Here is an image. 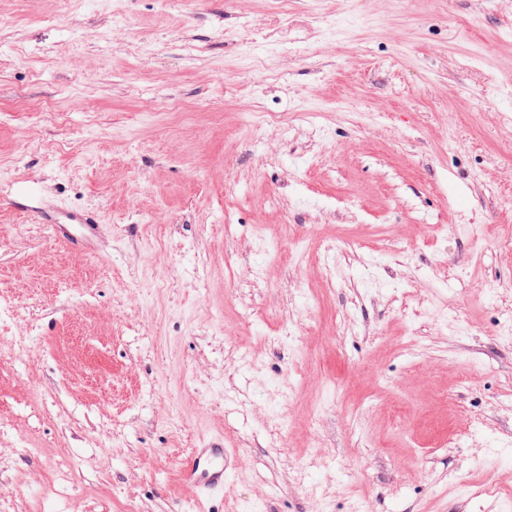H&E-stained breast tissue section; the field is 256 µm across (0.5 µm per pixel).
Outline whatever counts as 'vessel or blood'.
<instances>
[{
  "label": "vessel or blood",
  "instance_id": "b4317fda",
  "mask_svg": "<svg viewBox=\"0 0 512 512\" xmlns=\"http://www.w3.org/2000/svg\"><path fill=\"white\" fill-rule=\"evenodd\" d=\"M41 223L47 224L53 233H61L63 225L77 226L85 239L95 237L97 228L90 218L78 210L45 211L40 215ZM230 465L228 450L223 440L209 439L197 444L179 464L182 483L193 489L202 499L223 493Z\"/></svg>",
  "mask_w": 512,
  "mask_h": 512
}]
</instances>
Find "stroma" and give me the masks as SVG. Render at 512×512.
I'll return each instance as SVG.
<instances>
[{"mask_svg":"<svg viewBox=\"0 0 512 512\" xmlns=\"http://www.w3.org/2000/svg\"><path fill=\"white\" fill-rule=\"evenodd\" d=\"M0 512H512V0H0ZM20 206L24 210L41 212L40 207H34L27 203H20ZM39 217L42 224H49L54 234L63 233L61 224H74L77 226L80 235L86 240L96 236L97 227L91 223L90 218L85 213L79 210L45 211L41 212ZM228 450L223 439H209L198 443L179 464L182 483L205 499L224 491L227 468L230 465Z\"/></svg>","mask_w":512,"mask_h":512,"instance_id":"stroma-1","label":"stroma"}]
</instances>
